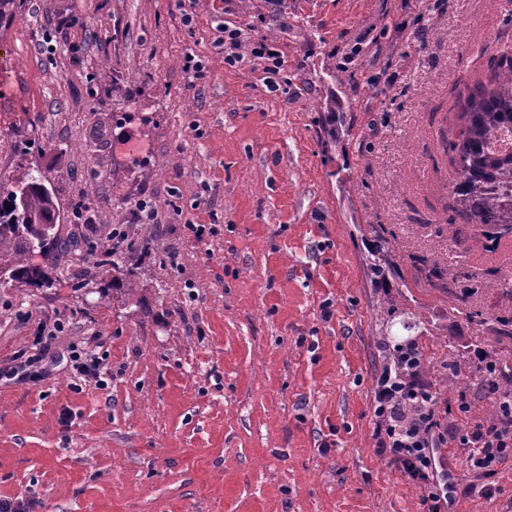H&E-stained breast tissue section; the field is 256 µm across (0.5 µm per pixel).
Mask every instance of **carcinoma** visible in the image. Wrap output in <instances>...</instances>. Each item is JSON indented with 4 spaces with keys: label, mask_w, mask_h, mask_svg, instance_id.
Masks as SVG:
<instances>
[{
    "label": "carcinoma",
    "mask_w": 512,
    "mask_h": 512,
    "mask_svg": "<svg viewBox=\"0 0 512 512\" xmlns=\"http://www.w3.org/2000/svg\"><path fill=\"white\" fill-rule=\"evenodd\" d=\"M501 71L489 87L467 100L465 122L452 144L454 173L450 182L456 204L470 224L512 230V58L503 57ZM21 191L0 187V277L38 284L45 273L28 263L29 254H51L59 209L54 194L38 177L17 183ZM392 270L388 248L372 249L369 271L376 283Z\"/></svg>",
    "instance_id": "obj_1"
}]
</instances>
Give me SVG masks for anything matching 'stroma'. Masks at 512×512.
<instances>
[{
  "label": "stroma",
  "instance_id": "1",
  "mask_svg": "<svg viewBox=\"0 0 512 512\" xmlns=\"http://www.w3.org/2000/svg\"><path fill=\"white\" fill-rule=\"evenodd\" d=\"M227 22L284 55L277 90L250 44L225 64ZM505 54L512 0H17L0 24V185L45 176L71 247L31 257L50 287L0 283V367L64 326L43 382L0 383V498L424 512L377 452L375 380L413 341L443 435L496 419L471 352L512 354V232L467 223L449 178L460 114ZM382 239L394 271L377 284ZM420 257L459 274L483 324ZM77 346L106 356L107 389H75ZM450 457V512H512V458L487 479Z\"/></svg>",
  "mask_w": 512,
  "mask_h": 512
}]
</instances>
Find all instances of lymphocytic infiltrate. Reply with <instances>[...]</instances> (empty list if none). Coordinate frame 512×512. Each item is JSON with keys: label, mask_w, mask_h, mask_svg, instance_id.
Instances as JSON below:
<instances>
[{"label": "lymphocytic infiltrate", "mask_w": 512, "mask_h": 512, "mask_svg": "<svg viewBox=\"0 0 512 512\" xmlns=\"http://www.w3.org/2000/svg\"><path fill=\"white\" fill-rule=\"evenodd\" d=\"M402 356V366L383 371L376 380L373 413L377 448L389 464L423 488L426 512H447L448 495L440 486L436 463V450L442 443L434 435L440 426L437 399L419 378L418 346L406 345ZM484 384L496 407V424L474 425L455 436L454 442L468 469L491 476L512 458V393L502 392L498 378L490 373L485 375Z\"/></svg>", "instance_id": "f902f5d3"}]
</instances>
